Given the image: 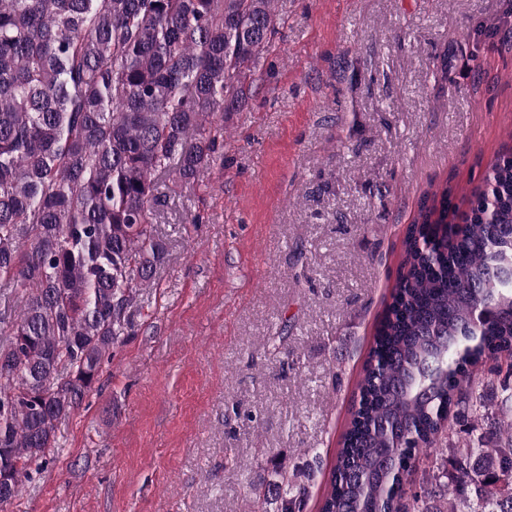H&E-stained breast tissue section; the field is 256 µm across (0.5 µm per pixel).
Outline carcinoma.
I'll list each match as a JSON object with an SVG mask.
<instances>
[{"mask_svg":"<svg viewBox=\"0 0 512 512\" xmlns=\"http://www.w3.org/2000/svg\"><path fill=\"white\" fill-rule=\"evenodd\" d=\"M275 2L0 0V283L24 292L0 329L1 510L157 285L156 178L217 164ZM457 213L445 187L405 235L318 512H512V153ZM452 414L482 423L465 448ZM278 477L252 512H306L310 470Z\"/></svg>","mask_w":512,"mask_h":512,"instance_id":"obj_1","label":"carcinoma"}]
</instances>
